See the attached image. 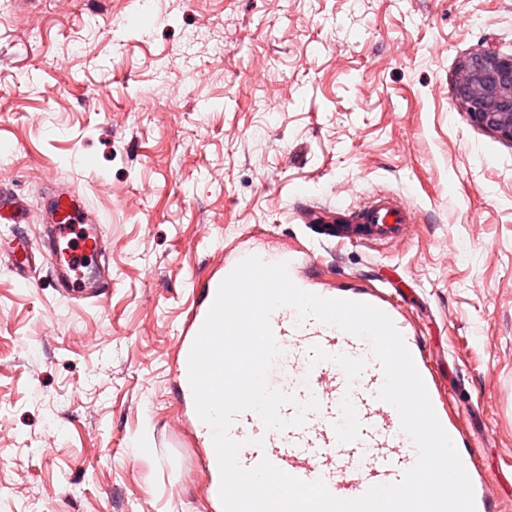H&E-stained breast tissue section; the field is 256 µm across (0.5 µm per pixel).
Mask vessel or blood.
I'll list each match as a JSON object with an SVG mask.
<instances>
[{
  "mask_svg": "<svg viewBox=\"0 0 512 512\" xmlns=\"http://www.w3.org/2000/svg\"><path fill=\"white\" fill-rule=\"evenodd\" d=\"M37 243L22 242L14 263L19 280H28L32 253H40L50 280L61 294L95 301L105 295L112 280L107 260L111 241L96 215L71 189L51 185L45 197ZM374 240L398 237L411 222L409 209L385 194L373 196L354 213ZM28 216L0 189V223L24 224ZM270 326L281 355L268 383L291 394L293 402L280 409L294 417L299 405L316 398L319 410L309 412L300 427L266 429L252 411L238 414L230 428L241 442L238 459L251 468L268 459L283 472L304 481L324 480L336 497L352 499L371 486L393 484L413 467L418 452L400 427L396 409L379 400L384 375L368 340L309 318L298 320L294 309L281 307L270 316ZM263 446H256V439ZM476 450L462 451L463 466L473 479L476 512H492L490 484L476 480Z\"/></svg>",
  "mask_w": 512,
  "mask_h": 512,
  "instance_id": "1",
  "label": "vessel or blood"
}]
</instances>
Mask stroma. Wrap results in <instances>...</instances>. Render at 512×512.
<instances>
[{"mask_svg": "<svg viewBox=\"0 0 512 512\" xmlns=\"http://www.w3.org/2000/svg\"><path fill=\"white\" fill-rule=\"evenodd\" d=\"M488 47L512 0H0L7 184L35 215L70 186L112 242L98 303L0 255V512H219L185 318L219 263L302 246L309 287L384 293L512 512V142L456 95ZM377 193L396 241L296 218Z\"/></svg>", "mask_w": 512, "mask_h": 512, "instance_id": "obj_1", "label": "stroma"}]
</instances>
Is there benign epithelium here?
Here are the masks:
<instances>
[{
    "label": "benign epithelium",
    "instance_id": "benign-epithelium-1",
    "mask_svg": "<svg viewBox=\"0 0 512 512\" xmlns=\"http://www.w3.org/2000/svg\"><path fill=\"white\" fill-rule=\"evenodd\" d=\"M457 89L471 121L512 142V55L488 48L460 66Z\"/></svg>",
    "mask_w": 512,
    "mask_h": 512
}]
</instances>
